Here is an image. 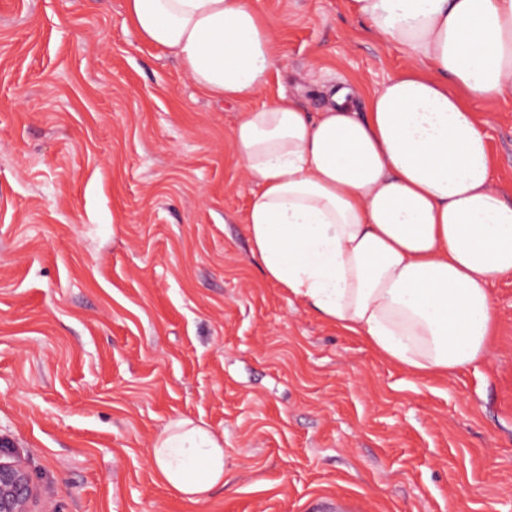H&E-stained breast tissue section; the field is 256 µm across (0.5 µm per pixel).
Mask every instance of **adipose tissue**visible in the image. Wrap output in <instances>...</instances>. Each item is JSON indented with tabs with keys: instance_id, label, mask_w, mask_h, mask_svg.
<instances>
[{
	"instance_id": "adipose-tissue-1",
	"label": "adipose tissue",
	"mask_w": 512,
	"mask_h": 512,
	"mask_svg": "<svg viewBox=\"0 0 512 512\" xmlns=\"http://www.w3.org/2000/svg\"><path fill=\"white\" fill-rule=\"evenodd\" d=\"M413 66L352 105L286 94L241 113L231 141L255 184L245 224L265 278L409 372L447 375L490 353L489 287L512 276V197L495 189L476 100L512 96V0H352ZM142 38L218 101L265 89L284 61L251 0H125ZM162 483L198 502L224 479L201 423L154 439Z\"/></svg>"
}]
</instances>
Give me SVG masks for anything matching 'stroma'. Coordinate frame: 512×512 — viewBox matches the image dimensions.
<instances>
[{
	"label": "stroma",
	"mask_w": 512,
	"mask_h": 512,
	"mask_svg": "<svg viewBox=\"0 0 512 512\" xmlns=\"http://www.w3.org/2000/svg\"><path fill=\"white\" fill-rule=\"evenodd\" d=\"M287 61L208 98L124 0H0V438L54 512H512V278L488 359L416 377L266 281L240 114L407 68L350 0H253ZM512 193V97L477 104ZM175 418L224 440L199 502L149 459Z\"/></svg>",
	"instance_id": "stroma-1"
}]
</instances>
